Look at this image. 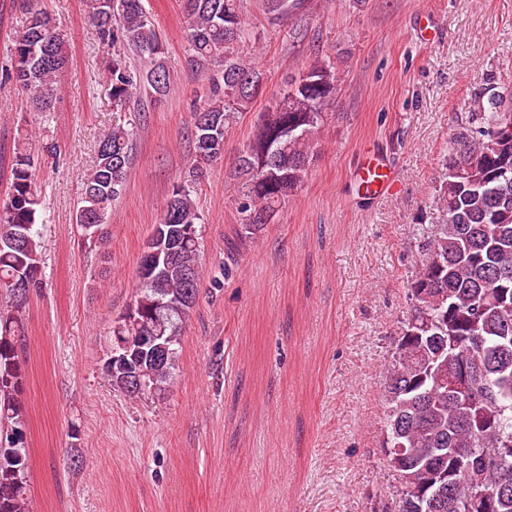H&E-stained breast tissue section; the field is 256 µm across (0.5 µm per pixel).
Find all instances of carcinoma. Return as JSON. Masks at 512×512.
<instances>
[{
    "mask_svg": "<svg viewBox=\"0 0 512 512\" xmlns=\"http://www.w3.org/2000/svg\"><path fill=\"white\" fill-rule=\"evenodd\" d=\"M100 45L112 49L106 68L112 127L83 183L75 212L84 224L107 215L125 189L144 100L156 103L171 87L160 34L145 0H87ZM306 0H265L272 23L302 11ZM188 62L213 76L193 104L218 140L246 111L263 73L243 55L246 37L241 0H182ZM8 79L39 112H48L57 78L68 64L65 34L45 11L31 9L9 47ZM336 65L316 57L306 78L284 79L273 105L260 116L240 149L235 172L245 190L237 202L240 223L275 217L301 183L314 156V141L331 118L337 93ZM193 138V161L165 201L160 224L175 229L158 283L137 281L135 313L114 336L163 337L173 354L165 364L150 355L132 365L148 386L128 389L112 375L107 351L102 370L112 387L138 399L167 391L182 348L200 284L188 287L184 269H202V224L198 195L216 157ZM42 191L23 138L14 141L11 182L0 208V512H28L29 450L21 396L25 329L23 305L14 303L16 281L44 287ZM434 202L445 215L421 245L410 285L412 306L402 331L420 339L399 340L387 369L381 434L399 425L402 447L386 454L396 485L394 508L412 512V502L434 485L446 490L441 512H512V85L487 77L484 92L468 103L467 125L452 139L446 177ZM460 448L473 449L466 458Z\"/></svg>",
    "mask_w": 512,
    "mask_h": 512,
    "instance_id": "1",
    "label": "carcinoma"
}]
</instances>
